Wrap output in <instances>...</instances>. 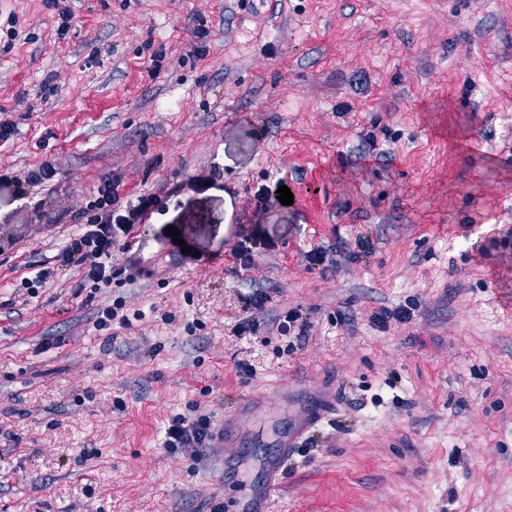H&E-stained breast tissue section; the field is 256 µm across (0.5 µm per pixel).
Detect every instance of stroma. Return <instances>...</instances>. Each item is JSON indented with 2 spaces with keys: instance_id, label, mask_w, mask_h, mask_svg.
<instances>
[{
  "instance_id": "obj_1",
  "label": "stroma",
  "mask_w": 512,
  "mask_h": 512,
  "mask_svg": "<svg viewBox=\"0 0 512 512\" xmlns=\"http://www.w3.org/2000/svg\"><path fill=\"white\" fill-rule=\"evenodd\" d=\"M61 3L62 40L0 0V512H211L324 389L278 512H512V0ZM106 179L116 213L156 201L96 290L55 257ZM116 300L129 326L98 330ZM269 387L238 443L166 451L173 415Z\"/></svg>"
}]
</instances>
